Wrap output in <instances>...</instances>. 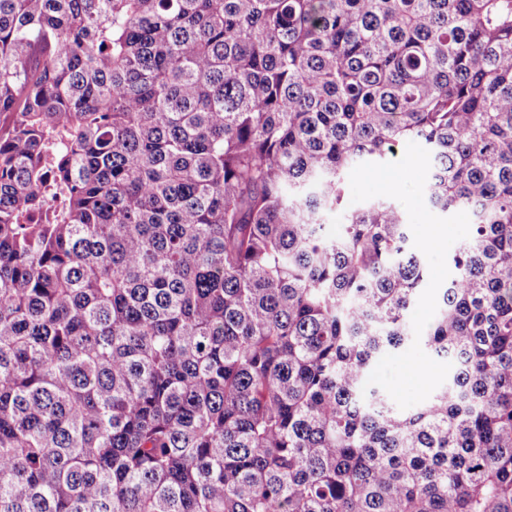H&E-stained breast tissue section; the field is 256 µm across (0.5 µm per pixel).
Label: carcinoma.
Returning <instances> with one entry per match:
<instances>
[{
    "label": "carcinoma",
    "instance_id": "carcinoma-1",
    "mask_svg": "<svg viewBox=\"0 0 512 512\" xmlns=\"http://www.w3.org/2000/svg\"><path fill=\"white\" fill-rule=\"evenodd\" d=\"M0 512H512V0H0Z\"/></svg>",
    "mask_w": 512,
    "mask_h": 512
}]
</instances>
